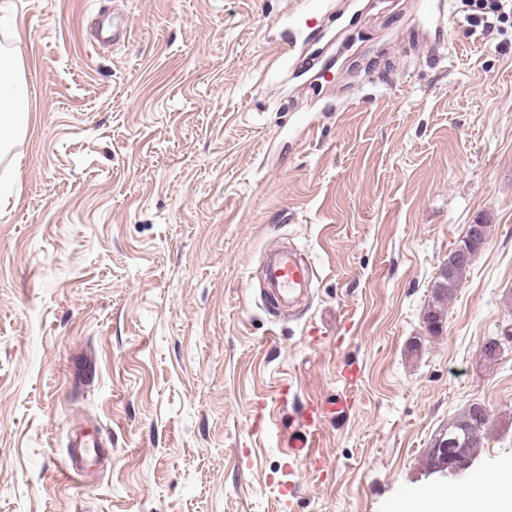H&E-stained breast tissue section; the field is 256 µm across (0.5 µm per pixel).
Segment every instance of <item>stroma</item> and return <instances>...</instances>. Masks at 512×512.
Masks as SVG:
<instances>
[{"label": "stroma", "instance_id": "obj_1", "mask_svg": "<svg viewBox=\"0 0 512 512\" xmlns=\"http://www.w3.org/2000/svg\"><path fill=\"white\" fill-rule=\"evenodd\" d=\"M329 2L327 62L293 68L290 0H0L29 93L0 154V512H396L512 477V350L482 356L512 322V29L472 35L454 0L439 29L418 0ZM114 17L131 35L103 44ZM277 248L315 271L285 310L263 296ZM339 394L321 463L288 462ZM474 402V464L430 472ZM470 265L457 266L448 274V279L438 278L435 280L434 283L439 281L442 285L436 287L434 284L431 291L432 302L428 304V311L425 315L427 329L432 334L438 332L440 327L439 321L443 316L444 306L447 305L448 300H450L456 292ZM432 327L435 328L432 329ZM350 407V400L345 395L336 398L334 406H325L312 403L308 408L309 419L305 427L294 429L288 435V453L293 460H314L316 459V444L313 431L309 429L315 420H320L326 413H336V416H344Z\"/></svg>", "mask_w": 512, "mask_h": 512}]
</instances>
